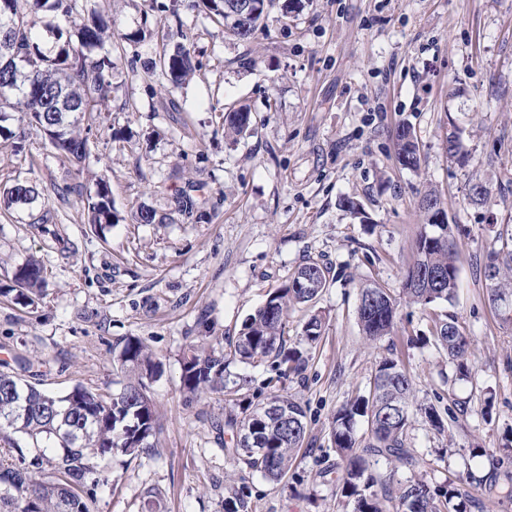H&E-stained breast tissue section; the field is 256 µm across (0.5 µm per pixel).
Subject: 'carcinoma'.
<instances>
[{"mask_svg":"<svg viewBox=\"0 0 512 512\" xmlns=\"http://www.w3.org/2000/svg\"><path fill=\"white\" fill-rule=\"evenodd\" d=\"M20 0H0V33L12 27L5 47H0V112L8 109L23 113L29 124L47 135L50 144L70 161L80 162L89 153L88 137L77 132L110 94L112 59L95 58L92 51L104 42L108 29L96 13L75 26L74 37L44 54L36 48V35L20 10ZM259 8L251 14L233 10L236 0H195V7L211 20L224 24V31L240 42L250 41L264 23L270 0H255ZM160 70L174 88L186 82L194 70L189 49L177 47L162 51L151 70ZM224 132L242 135L251 125V113L233 109L221 116ZM399 164L414 170L419 165L418 147L405 127L395 134ZM9 205H28L38 191L27 181H14L4 187ZM91 224L112 223V206L106 186L86 198ZM444 207L432 189L419 200L422 222L413 243L414 260L408 267L402 292L415 304L452 303L459 278L457 244L451 224L438 222L435 208ZM139 224L165 221L157 211L141 205L134 212ZM500 247H491L481 265L488 301L503 326L512 328V310L499 308V300L512 297V224H501L496 231ZM44 266L30 260L16 269L14 282L19 297L34 302L33 296L46 287ZM314 287L298 288L304 277ZM330 282V268L309 258L301 263L287 284L275 289L245 323L234 342V356L242 363L259 357L273 359L283 375H300L306 361L303 352L288 347L284 328L288 310L317 300ZM396 299L377 285L361 287L357 319L370 341L392 335L395 328ZM323 331L317 313L303 323L301 340L316 344ZM433 337L456 362L460 376L469 373L466 356L469 338L450 320L434 325ZM119 361L127 382L119 393L103 397L82 384L57 396L14 372L0 370V512H92L87 483L109 482L110 476L96 469L94 458L114 453L135 457L148 447L149 439L160 429L159 418L148 394V382L159 365L148 347L136 336L124 341ZM182 389L224 393V354H217L203 343H191L181 356ZM414 401L411 377L393 358H384L372 374L368 395L359 396L336 412L331 422V446L343 463L341 496L353 502V512H385V502L397 499L401 512H459L453 499L470 497L465 481L444 493H435L421 480L401 486L397 493L368 472L369 460L382 457L404 466L415 463L407 448L410 406ZM288 412L282 420L268 414V403ZM367 424V436L358 435V419ZM235 438V449L243 450L246 467L272 482L288 474L306 438V411L294 398L273 394L265 404L246 406L225 421ZM251 428L254 443L241 440L242 429ZM380 486L383 493L373 490Z\"/></svg>","mask_w":512,"mask_h":512,"instance_id":"obj_1","label":"carcinoma"}]
</instances>
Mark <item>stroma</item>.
Here are the masks:
<instances>
[{
	"label": "stroma",
	"instance_id": "35a3bbf8",
	"mask_svg": "<svg viewBox=\"0 0 512 512\" xmlns=\"http://www.w3.org/2000/svg\"><path fill=\"white\" fill-rule=\"evenodd\" d=\"M282 2L243 43L192 0H177L173 14L149 12L148 0H80L79 15L96 12L111 27L102 51L115 63L112 92L78 166L22 113L5 123L23 140L17 153L0 138V182H31L38 197L0 207V291L32 259L48 285L32 308L0 294V364L34 373L54 393L80 382L112 394L126 381L116 361L124 338L140 337L162 361L150 384L162 429L134 459L99 460L112 479L96 488L94 512H224L238 489L251 512H352L330 425L367 393L385 357L414 383L407 446L416 464L374 460L372 472L393 488L411 479L446 488L464 477L485 512H512V461L490 463L512 437V330L478 272L491 219H512V0H304L286 21ZM177 45L190 49L195 70L173 91L143 66ZM238 103L249 106L253 130L233 141L220 115ZM404 125L418 144L414 170L395 155L392 135ZM456 131L462 162L448 154ZM101 179L115 219L97 228L84 206ZM475 181L490 191L485 205L469 200ZM63 186L71 194L59 196ZM429 189L458 223L460 272L454 304L424 308L403 296L402 280ZM179 190L192 209L178 210ZM348 199L365 218L344 208ZM138 205L165 223H136ZM309 257L333 280L315 304L323 334L302 374L280 379L270 359L235 360L243 321ZM369 283L397 301L393 335L376 342L357 322ZM448 314L470 338L465 378L427 338ZM203 336L223 351L224 378L241 401L276 390L305 407L307 444L283 481L238 464L224 427L232 403L183 393L182 351ZM428 405L444 430L421 414Z\"/></svg>",
	"mask_w": 512,
	"mask_h": 512
}]
</instances>
